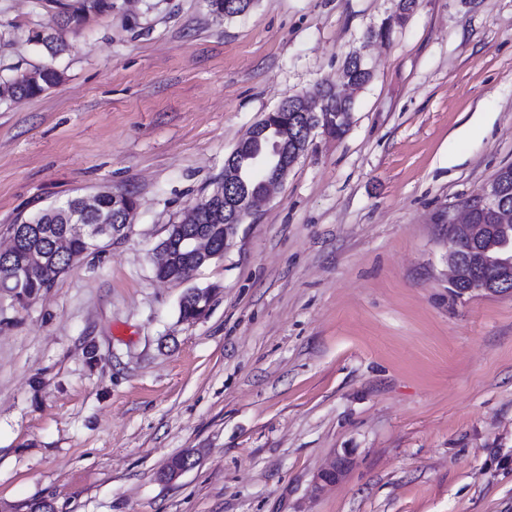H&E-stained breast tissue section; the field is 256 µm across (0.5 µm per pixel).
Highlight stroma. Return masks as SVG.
I'll return each instance as SVG.
<instances>
[{"instance_id":"35a3bbf8","label":"stroma","mask_w":512,"mask_h":512,"mask_svg":"<svg viewBox=\"0 0 512 512\" xmlns=\"http://www.w3.org/2000/svg\"><path fill=\"white\" fill-rule=\"evenodd\" d=\"M112 3L52 58L30 37L55 0H0V82L62 75L0 98V245L75 195L136 201L31 305L0 291V512H512V294L450 290L446 224L512 163V0H418L384 42L397 0ZM355 51L348 131L190 285L159 280L248 129ZM191 285L217 293L185 321ZM208 7L213 14L231 19L246 14L254 0H208ZM229 2H237L228 6ZM35 71L38 72V79L34 82H27L17 86L19 83L17 77L6 81L3 88H11L13 94L8 97L11 99L33 97L58 84L60 81L58 71L49 65L35 69Z\"/></svg>"}]
</instances>
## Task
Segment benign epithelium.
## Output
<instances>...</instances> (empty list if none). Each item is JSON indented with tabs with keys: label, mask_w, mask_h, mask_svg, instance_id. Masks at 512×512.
Listing matches in <instances>:
<instances>
[{
	"label": "benign epithelium",
	"mask_w": 512,
	"mask_h": 512,
	"mask_svg": "<svg viewBox=\"0 0 512 512\" xmlns=\"http://www.w3.org/2000/svg\"><path fill=\"white\" fill-rule=\"evenodd\" d=\"M301 98L309 130L320 127L326 131L336 123L335 113L322 111L323 100L319 95L306 93L301 95ZM306 150L305 146L288 149V129L271 125L270 114L263 115L229 154V161L224 163L221 186L216 190L217 199L224 200V212L231 214L234 219V223L224 225V247L215 248L210 240V226L197 223L199 217L213 209L212 205L202 200L193 207L192 214L187 219L176 225L178 232L191 227L195 229V233L181 237L178 244L180 250L176 252L170 248L167 240L156 248L154 256L156 271L160 272L175 266L180 269V276L177 279L180 283L186 281L202 266L222 258L225 247L229 246L235 225L243 223L258 202L270 197L273 190L288 177L289 171ZM239 157L269 167L272 175L258 188L248 187L242 165L235 162ZM506 178L505 171L494 175L481 193L469 198L456 212H448V284L453 289L465 283L468 285L469 292L493 293L496 291L495 282L480 277L475 270L461 262L458 248L465 242L481 239L487 230L493 227L499 230L512 227V211L501 202ZM105 196L104 192L80 196L81 208L96 214L98 223L72 222L66 225L64 231L57 237L56 246H63L65 240L71 236H79L88 240V249L96 250L102 244L123 234L124 229L131 223L135 207L130 205L125 197L112 194V207L124 210V223H115L113 218L104 213L105 205L102 200ZM483 262L494 266L501 278H511L512 243L507 241L498 251L485 253ZM36 264L42 267L45 280L54 279L55 268L46 266L41 256L30 253L25 260L13 267L10 281L0 283V290L12 294L21 305L34 301L35 297L21 291V288ZM215 292L216 289L209 287H194L186 291L187 296L197 301L192 319L198 320L206 315Z\"/></svg>",
	"instance_id": "7a95c632"
}]
</instances>
